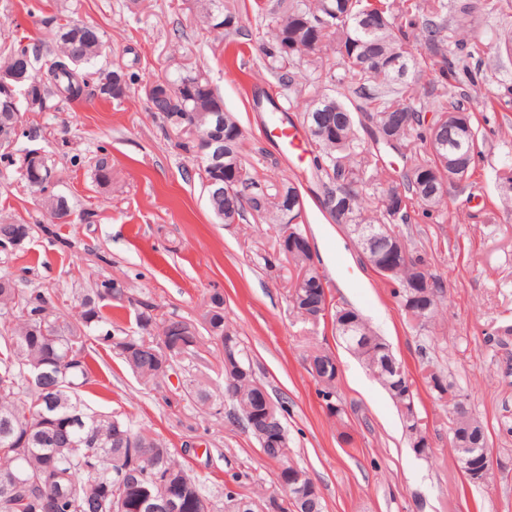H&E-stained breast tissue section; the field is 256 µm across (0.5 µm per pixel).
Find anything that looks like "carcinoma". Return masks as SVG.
I'll return each instance as SVG.
<instances>
[{
  "label": "carcinoma",
  "mask_w": 512,
  "mask_h": 512,
  "mask_svg": "<svg viewBox=\"0 0 512 512\" xmlns=\"http://www.w3.org/2000/svg\"><path fill=\"white\" fill-rule=\"evenodd\" d=\"M224 16L225 32L239 33L243 26L235 7L223 0H210L200 24L211 29L216 17ZM47 24L54 27L58 51L45 70L36 74L27 45H15L0 64V72L13 70L28 73L20 84L17 106L27 112H44L48 102L59 99L79 102L90 96L108 100L125 97L132 76L124 73L113 79L115 70L96 69L94 64L102 52L100 32L72 20L53 17ZM448 0H288L281 17L270 29L264 51L267 68L278 84L294 94L306 91L303 72L331 73L337 65L342 70L339 82L350 94L344 102L320 88H315L309 103L324 99L315 109L300 113L301 124L319 117L332 123L336 133L319 129L309 131L316 145L313 171L328 194L341 184L352 187L347 213H336L342 224L385 225L397 238L400 251L409 262L392 280L394 294L400 305L407 301L406 285L426 274L435 287L429 289L427 310L406 315L410 323L424 328L442 313L443 280L431 273L426 251L413 246L402 231L401 224H416L429 218L445 204L441 185L449 180L459 186L467 184L480 156V131L470 119V89L479 83L478 72L469 60L484 53L483 43L469 35L463 25L455 27V39L448 40ZM425 51L443 80L452 83L453 94H436L429 102L435 119L448 113L461 116L470 129L463 138L444 124L433 129L424 121V108L411 97L412 84L403 74L389 70L387 65L400 59L406 69L416 65V53ZM173 87L159 112L172 129L182 134L177 147L184 153L199 157L203 140L184 130L198 123L197 131L208 137L224 136V127L215 125L212 114H223L225 127L240 129L236 117L224 111V100L200 72L181 63L174 64V74L167 76ZM20 113L0 110V140L10 146L26 131H17ZM444 135L450 143L448 162L430 145L431 135ZM243 134L224 144L227 162L239 161L240 187L234 195L208 198L211 211L221 220L240 221L250 213L272 224L283 223V204L300 193L292 184H283L269 192L258 177L247 169L242 154ZM389 150L405 160L401 169L385 163L382 150ZM96 182L112 183V165L105 156L94 164ZM27 183L41 180L38 189L47 191L53 180V167L42 158L37 168L24 169ZM402 183L405 196L393 200L389 188ZM376 196H371L369 190ZM416 203L419 210L411 208ZM53 219L60 221L70 213L66 200L54 194L46 198ZM32 233L28 224L0 222V239L10 237L14 248L22 247ZM114 280L103 279L86 290L78 303L72 322L60 321L64 316L58 306L59 297L49 288L17 287L10 274L0 275V477L19 475L22 484L4 489L0 484V512H44L45 496L54 499L53 512H139L147 498L162 499L179 480L188 487L180 512H214L213 504L203 493L200 482L191 476L171 450L148 431H133L129 424L111 415L83 412L77 392L90 382L91 334L112 347L144 383H149L173 370L178 352L167 356L161 341L173 343L180 339L183 319L174 314L158 316L156 306L147 299H134L125 289L112 298L128 301L135 307L137 329L116 335L105 328L107 318L102 312L112 300L106 293ZM293 307L305 320L316 314L326 297L307 282L292 284ZM224 300L211 298L205 317V331L214 343L227 338L235 346V359L246 373H236V366H223L224 388L221 398L232 409L236 420L247 422L253 411L254 396L260 381L255 377L241 341L224 319ZM350 349L359 345L367 356L362 358L368 370L389 393L396 406L411 402L407 388L397 384L398 376L383 362L387 344L376 335L365 320L358 330L342 337ZM74 356H69V353ZM48 362L49 375L42 389L27 379L31 365ZM427 379L436 381V399L454 396V386L430 363ZM322 396L330 414L345 413L336 394V371L323 373ZM185 395L202 406L213 395L202 383L184 387ZM152 443L150 448H124L128 437ZM266 512H323L322 497L298 505L288 495H270L262 500Z\"/></svg>",
  "instance_id": "obj_1"
}]
</instances>
